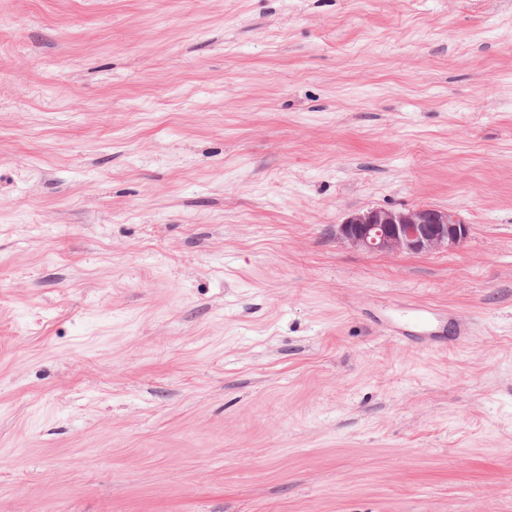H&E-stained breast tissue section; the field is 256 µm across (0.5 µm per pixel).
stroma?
Wrapping results in <instances>:
<instances>
[{"label":"stroma","mask_w":512,"mask_h":512,"mask_svg":"<svg viewBox=\"0 0 512 512\" xmlns=\"http://www.w3.org/2000/svg\"><path fill=\"white\" fill-rule=\"evenodd\" d=\"M0 512H512V0H0ZM469 224L452 210L429 207L369 208L338 225L345 244L370 253L455 250L468 239Z\"/></svg>","instance_id":"35a3bbf8"}]
</instances>
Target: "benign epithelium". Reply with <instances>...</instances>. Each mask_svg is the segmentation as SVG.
I'll return each mask as SVG.
<instances>
[{"mask_svg":"<svg viewBox=\"0 0 512 512\" xmlns=\"http://www.w3.org/2000/svg\"><path fill=\"white\" fill-rule=\"evenodd\" d=\"M470 227L452 210L429 207L369 208L350 214L338 225L345 244L370 253H426L455 250Z\"/></svg>","mask_w":512,"mask_h":512,"instance_id":"obj_1","label":"benign epithelium"}]
</instances>
